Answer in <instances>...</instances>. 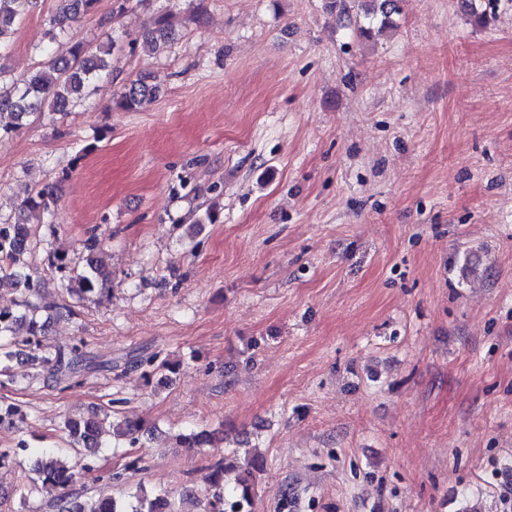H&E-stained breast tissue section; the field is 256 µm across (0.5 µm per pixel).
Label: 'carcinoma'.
I'll use <instances>...</instances> for the list:
<instances>
[{
	"instance_id": "obj_1",
	"label": "carcinoma",
	"mask_w": 512,
	"mask_h": 512,
	"mask_svg": "<svg viewBox=\"0 0 512 512\" xmlns=\"http://www.w3.org/2000/svg\"><path fill=\"white\" fill-rule=\"evenodd\" d=\"M98 0H61L58 11L50 20L49 40L53 41L68 33L71 24L94 12ZM31 0H0V138L16 133L31 117L46 112L65 114L76 107L92 91L94 82L109 69L108 58L118 48V39L105 36L95 46L82 41L72 44L69 56L51 58L38 65L22 78L8 79L4 63L13 44L14 35L27 16ZM495 0H469V9L478 22H484L488 10L494 9ZM362 19L356 20L355 34L367 37L372 29L393 26L392 16L398 14V0H358ZM175 35L172 14L164 12L153 17L141 39L143 46L154 49L173 40ZM160 92L157 83L140 75L129 80L113 94L114 105L125 110H136L147 99ZM54 201L53 188L45 186L28 195L18 213L13 216L0 214V286L13 284L19 292V300L13 309H0V376L11 382L25 385L28 379L10 375V362L26 351V360L45 370L55 382L69 380L88 369L83 351V341L69 348H51L45 343L49 320L64 315L73 316V309L56 302L43 301L45 279L34 273L27 262L32 226L29 214L43 217ZM103 245V238L91 234L84 241L87 252L83 268L76 267L65 255L53 254L49 258L52 272L59 278L65 290L80 298L103 294L112 287V274L100 268L93 254ZM47 313L46 319L37 313ZM159 353H148L130 361V366L142 371L147 378L160 370L176 372L169 362L158 361ZM111 401L91 416L82 419L65 418L62 429L67 434L68 446L83 450L84 456L93 457L101 448H109L121 442L126 448L139 443L142 427L135 421L118 416ZM27 425L26 414L15 404H0V426L18 430ZM18 448L30 454L29 470H20L16 490H23L27 483L57 486L60 493L53 507L56 512H186L184 499L175 498L160 490L150 496L143 491L117 497L105 490L90 495L78 488L82 472L69 466L60 456V448H30L25 442ZM264 467V460L257 450L245 453L241 459L224 456L209 464L200 494L195 498L196 512H252L256 474Z\"/></svg>"
}]
</instances>
